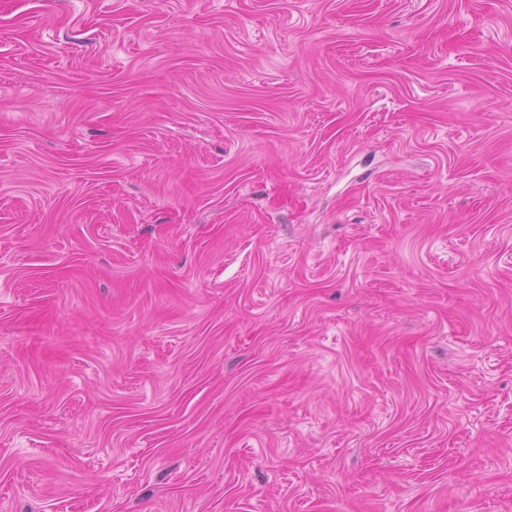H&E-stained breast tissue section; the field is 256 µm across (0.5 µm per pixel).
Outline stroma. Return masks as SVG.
Masks as SVG:
<instances>
[{
	"label": "stroma",
	"instance_id": "obj_1",
	"mask_svg": "<svg viewBox=\"0 0 512 512\" xmlns=\"http://www.w3.org/2000/svg\"><path fill=\"white\" fill-rule=\"evenodd\" d=\"M0 512H512V0H0Z\"/></svg>",
	"mask_w": 512,
	"mask_h": 512
}]
</instances>
